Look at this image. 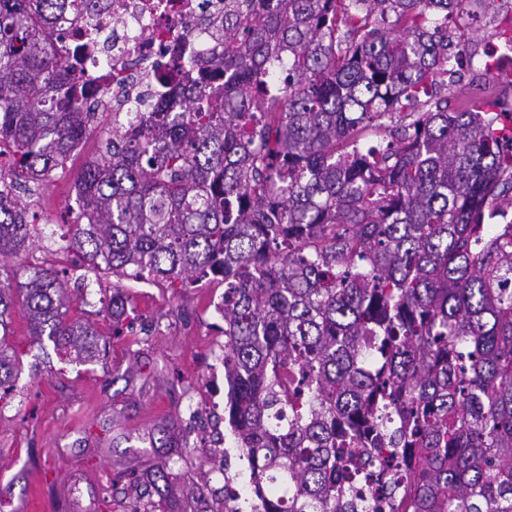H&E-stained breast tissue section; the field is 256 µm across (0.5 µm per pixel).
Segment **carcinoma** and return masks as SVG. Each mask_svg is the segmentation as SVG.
<instances>
[{
    "label": "carcinoma",
    "instance_id": "carcinoma-1",
    "mask_svg": "<svg viewBox=\"0 0 512 512\" xmlns=\"http://www.w3.org/2000/svg\"><path fill=\"white\" fill-rule=\"evenodd\" d=\"M48 0H0V142L44 184L96 112L57 68ZM468 0H224V86L112 126L62 246L120 281L224 280V412L263 512H512V135L497 100L448 110ZM399 118L392 129L384 120ZM370 126L386 144L357 147ZM0 194V403L17 271L37 216ZM31 335L93 358L66 272L26 268Z\"/></svg>",
    "mask_w": 512,
    "mask_h": 512
}]
</instances>
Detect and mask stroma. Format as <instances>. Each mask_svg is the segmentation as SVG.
<instances>
[{
    "label": "stroma",
    "mask_w": 512,
    "mask_h": 512,
    "mask_svg": "<svg viewBox=\"0 0 512 512\" xmlns=\"http://www.w3.org/2000/svg\"><path fill=\"white\" fill-rule=\"evenodd\" d=\"M64 179L23 202H43L41 223L75 218L76 197ZM112 275L71 290L69 316L110 337L106 351L86 361L38 344L14 290L12 333L17 359L10 403L0 406V512H41L69 497L72 512H183L191 487L204 486L194 512H224V487L240 489L246 461L224 422L227 385L202 373L220 317L222 293L205 280L190 288L128 283L138 319L116 336L105 305ZM214 392L215 415L189 419L187 406ZM222 441L225 471L196 452L197 432Z\"/></svg>",
    "instance_id": "obj_1"
}]
</instances>
